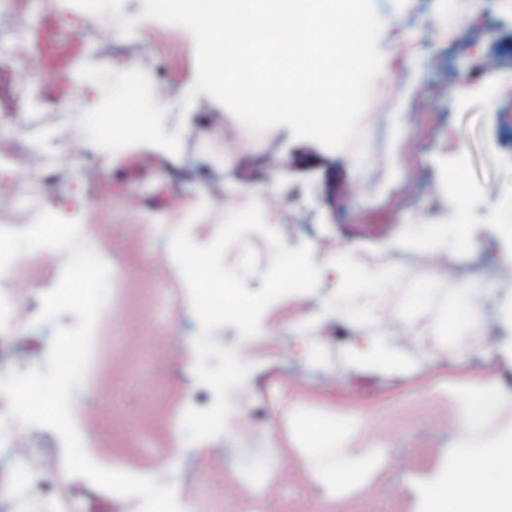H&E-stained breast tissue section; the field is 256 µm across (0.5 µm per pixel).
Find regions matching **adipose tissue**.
<instances>
[{
	"label": "adipose tissue",
	"mask_w": 512,
	"mask_h": 512,
	"mask_svg": "<svg viewBox=\"0 0 512 512\" xmlns=\"http://www.w3.org/2000/svg\"><path fill=\"white\" fill-rule=\"evenodd\" d=\"M157 121V112L125 103L113 115L98 118L97 123L103 141H111L118 133L136 146L153 140ZM65 191L61 184L48 188L43 217L27 232L30 254H38L49 239L60 233L80 235L81 223L62 225L56 219L54 202ZM403 275L402 267L390 262L369 270H354L352 282L360 303L348 322L362 335L364 343L349 347V370L404 375L412 363L396 347L395 334L412 335L417 341L440 347L463 327L472 335L471 349L487 360L496 359L498 343L486 330L483 281L474 279L455 288L439 321L432 327L419 328L391 303L390 288ZM456 401L459 437L453 453L463 458L465 465L448 467L428 488L424 512H512V433L483 445L475 441L490 418L512 405V392L492 374L477 387L460 390ZM290 433L298 449V464L318 489L315 502L320 512H346L351 492L366 487L371 473L383 462L384 451L379 445H353L348 426L318 415L295 413L290 419Z\"/></svg>",
	"instance_id": "ef3b65f1"
}]
</instances>
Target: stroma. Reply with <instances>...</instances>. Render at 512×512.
I'll return each instance as SVG.
<instances>
[{
  "label": "stroma",
  "mask_w": 512,
  "mask_h": 512,
  "mask_svg": "<svg viewBox=\"0 0 512 512\" xmlns=\"http://www.w3.org/2000/svg\"><path fill=\"white\" fill-rule=\"evenodd\" d=\"M371 0L383 28L378 48L384 61L375 85L398 84L400 109L386 128L360 119L364 140L383 139V153L355 148L332 150L308 139L294 138L281 125L259 136H241V122L209 95L198 94L184 106L182 93L196 78L195 42L184 27L142 18L143 0H123L122 16L137 18L132 34L120 31L111 14L98 17L74 7L41 12L37 0H23L22 10L32 32L57 43H76L71 59L60 69L45 68L49 103L34 136H47L57 154L66 155L70 141L81 143L87 171L60 163L56 182L67 193L56 201L63 219L80 216L87 224H106L110 231L98 247L112 253L117 273L130 299L151 297L152 319L130 315L116 323L102 318L99 333L112 350L111 362L91 374L94 398L111 403L121 433L85 443L88 457L99 466L144 477L166 472L167 485L199 500L214 495L208 475L222 468L239 444L235 420L247 416L248 455L263 453L256 434L274 435L285 471L272 474L264 498L280 512H310L315 485L295 462L289 415L296 409L354 416L360 423L359 442L384 445L389 461L372 478L368 489L349 497L348 512H423L427 488L448 464V449L458 434L453 395L483 379L489 368L484 357L467 352V332L455 347L434 353L400 336L396 345L414 368L401 377L382 373L352 374L344 356L358 336L346 319L327 312L349 272L329 265L339 248L349 249L357 267L369 268L391 256L405 268L394 290L395 304L416 289L427 291V302L414 312L417 323L433 321L457 281L470 275L488 278L485 308L492 318L491 333L501 354L493 368L512 386V127L502 122L503 109L512 108V0ZM141 62L139 73L121 70L104 79L105 69L119 67L121 53ZM144 75L138 96L142 107L158 97L169 101L160 117L161 133H176L174 151L147 143H122L104 149L94 123L95 114L120 100L137 75ZM87 93L76 99L74 85ZM433 112L437 123L412 158L414 175L403 161L411 134L410 116ZM465 178V195L449 193L448 169ZM264 187V205L271 229L287 226L288 248L309 244L321 273L311 293H293L270 304L261 325H278L276 336L241 337L224 325L212 333L225 348L251 349L249 379L228 394L231 403L224 438H209L172 448L171 435L182 431L185 412L206 409L213 390L195 376L194 341L200 322L189 308L191 296L180 275L174 274L158 247L152 222L178 224L195 211L203 220L222 223L227 214L252 200L253 187ZM431 224L448 228V251L443 259L455 280H436L414 261L413 240ZM323 316L327 339L319 368H309L298 339L288 327L300 315ZM179 335H170L171 326ZM141 349L134 371H127L123 352ZM437 363H430V356ZM166 368V395L152 414H144L139 383ZM41 436L55 459L54 491L64 492L75 512H140L112 492L64 470V446L53 430ZM175 449L174 461L161 459Z\"/></svg>",
  "instance_id": "1"
}]
</instances>
